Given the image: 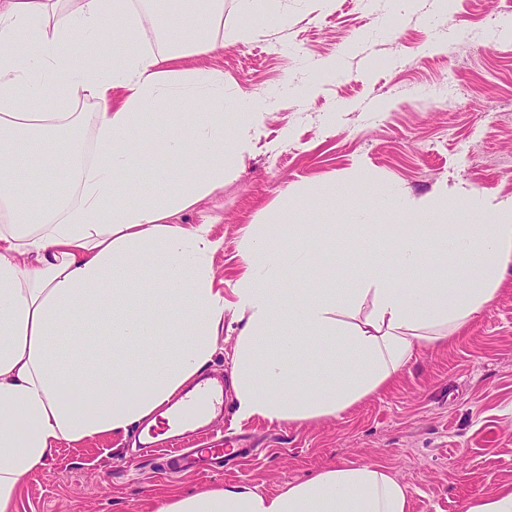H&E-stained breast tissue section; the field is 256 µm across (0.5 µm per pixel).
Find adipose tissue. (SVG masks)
Listing matches in <instances>:
<instances>
[{"label": "adipose tissue", "mask_w": 512, "mask_h": 512, "mask_svg": "<svg viewBox=\"0 0 512 512\" xmlns=\"http://www.w3.org/2000/svg\"><path fill=\"white\" fill-rule=\"evenodd\" d=\"M153 48L133 49L143 22ZM224 0H0V512L61 444L124 437L156 417L218 350L224 312L243 327L233 353L236 416L292 423L333 418L388 386L423 348L484 314L512 265V206L476 232L437 223L377 241L353 287L272 294L284 268L321 258L251 228L246 271L214 285L217 248L176 215L224 183V77L177 60L256 34L223 26ZM100 44L92 59L81 46ZM91 101L93 112L74 106ZM187 104L168 111L170 101ZM95 128L85 160L70 133ZM168 159L148 178L132 151ZM71 163L52 204L47 145ZM450 265L407 286L394 269ZM79 329L80 346L52 337ZM407 485L368 462L337 463L277 494L233 485L159 498L156 512H409Z\"/></svg>", "instance_id": "1"}]
</instances>
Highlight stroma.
I'll use <instances>...</instances> for the list:
<instances>
[{
  "mask_svg": "<svg viewBox=\"0 0 512 512\" xmlns=\"http://www.w3.org/2000/svg\"><path fill=\"white\" fill-rule=\"evenodd\" d=\"M277 12L241 13L224 0V26L253 25L254 39L182 59L224 76V133L234 140L239 94L267 100L248 149L224 169V184L180 213L205 225L218 248L216 287L244 271L248 227L273 224L294 244L292 223L352 239L351 256L329 262V283L356 279L353 256L373 248L356 237L353 214L373 198L405 195L410 211L383 210L377 225L428 224L429 204L448 196V222L468 231L480 211L512 202V39H495L512 0H285ZM340 60L343 73L318 69ZM227 397L204 433L172 448L225 440L240 456L214 472H166L133 439L62 445L25 476L16 512H154L162 494L258 484L270 494L341 462L370 461L410 490V512H459L463 501L512 484V266L485 314L448 344L425 349L387 388L340 416L272 423L235 416Z\"/></svg>",
  "mask_w": 512,
  "mask_h": 512,
  "instance_id": "35a3bbf8",
  "label": "stroma"
}]
</instances>
